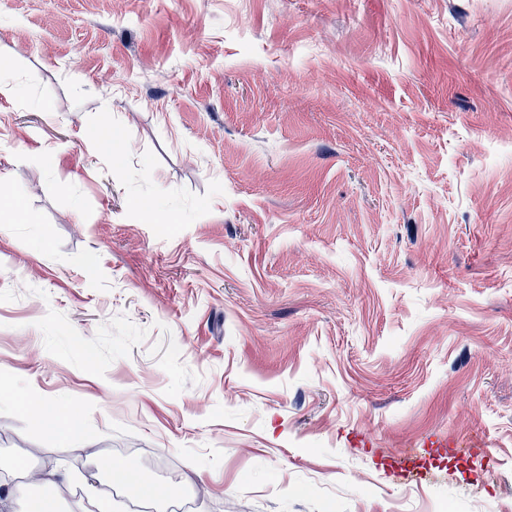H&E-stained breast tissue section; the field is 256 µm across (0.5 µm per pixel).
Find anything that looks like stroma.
<instances>
[{"mask_svg":"<svg viewBox=\"0 0 512 512\" xmlns=\"http://www.w3.org/2000/svg\"><path fill=\"white\" fill-rule=\"evenodd\" d=\"M0 71V469L512 512V0H0ZM1 221L31 222V216L25 211L21 198L0 180ZM46 417L53 420L61 429L65 438H73L78 432L77 420L67 411L50 404L45 405ZM96 467L99 471L110 475L113 478L123 479L129 483L138 482V477L127 466V464L117 457H103L97 460Z\"/></svg>","mask_w":512,"mask_h":512,"instance_id":"obj_1","label":"stroma"}]
</instances>
